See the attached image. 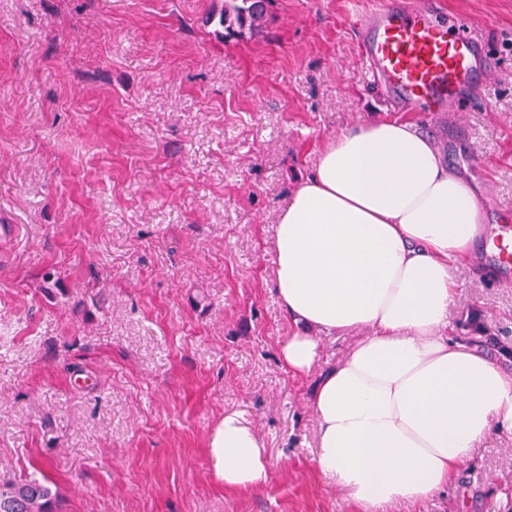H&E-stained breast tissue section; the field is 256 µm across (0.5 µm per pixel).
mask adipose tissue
Here are the masks:
<instances>
[{"instance_id":"obj_1","label":"adipose tissue","mask_w":512,"mask_h":512,"mask_svg":"<svg viewBox=\"0 0 512 512\" xmlns=\"http://www.w3.org/2000/svg\"><path fill=\"white\" fill-rule=\"evenodd\" d=\"M482 207L413 123L376 119L327 139L277 219L274 286L292 325L280 344L306 377L324 333L365 330L314 384L315 469L362 512L449 488L492 433L512 432V372L448 333L451 264L481 231ZM215 478L264 485L250 421L225 412L209 436Z\"/></svg>"}]
</instances>
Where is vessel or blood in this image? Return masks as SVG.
Wrapping results in <instances>:
<instances>
[{
  "label": "vessel or blood",
  "instance_id": "b4317fda",
  "mask_svg": "<svg viewBox=\"0 0 512 512\" xmlns=\"http://www.w3.org/2000/svg\"><path fill=\"white\" fill-rule=\"evenodd\" d=\"M363 20L367 67L401 111L431 103L454 111L476 83L492 77L478 26L456 17L441 22L435 0H388ZM481 256L498 285H512V224L491 225Z\"/></svg>",
  "mask_w": 512,
  "mask_h": 512
}]
</instances>
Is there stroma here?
Listing matches in <instances>:
<instances>
[{"mask_svg":"<svg viewBox=\"0 0 512 512\" xmlns=\"http://www.w3.org/2000/svg\"><path fill=\"white\" fill-rule=\"evenodd\" d=\"M380 2L274 0L225 41L224 0H0V478H45L59 512H359L313 466L311 379L279 362L272 239L326 139L400 115L350 22ZM439 3L480 23L495 77L400 116L512 224V0ZM452 275L454 337H497L512 371V286L475 247ZM228 410L264 443L260 488L211 472ZM389 512H512V433Z\"/></svg>","mask_w":512,"mask_h":512,"instance_id":"1","label":"stroma"}]
</instances>
